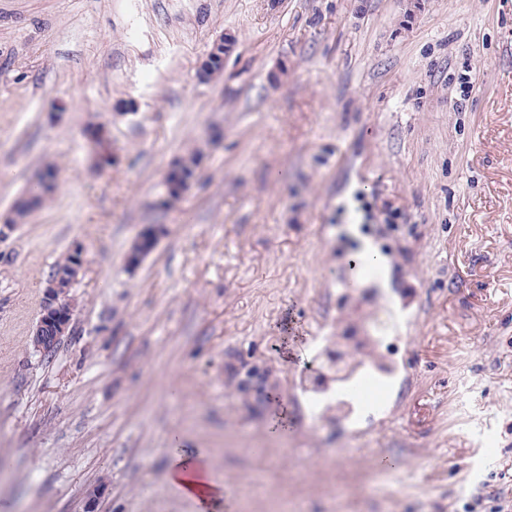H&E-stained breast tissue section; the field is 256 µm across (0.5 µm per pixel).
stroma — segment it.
<instances>
[{
	"mask_svg": "<svg viewBox=\"0 0 512 512\" xmlns=\"http://www.w3.org/2000/svg\"><path fill=\"white\" fill-rule=\"evenodd\" d=\"M49 166L0 236V512H197L177 442L215 512L512 506V0H0V218ZM367 241L383 297L342 282ZM76 248L47 356L43 287ZM390 297L414 321L389 409L337 419L322 354ZM196 167V159L188 157L180 160L171 169L165 178L166 197L163 201L164 204H170V199L177 198L180 190L187 188L188 183L194 175ZM50 186L43 187L40 191H35L34 187L26 197L21 198L15 205L12 213L14 218L10 219V224L14 226L24 220L27 215L36 207L43 204L46 200ZM74 305L67 294L61 293L57 282L45 286L39 320L33 333V341L38 349L46 354L72 328ZM49 325L54 331V342L49 345L43 337L44 329ZM170 482L182 493L196 501L198 512H213L223 491L210 478L208 463L198 456L173 448L168 474Z\"/></svg>",
	"mask_w": 512,
	"mask_h": 512,
	"instance_id": "1",
	"label": "stroma"
}]
</instances>
